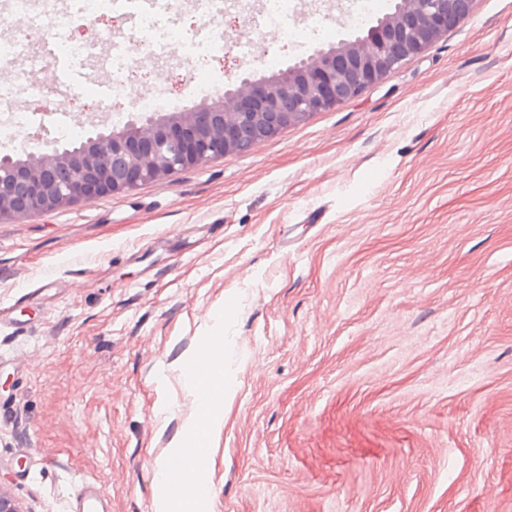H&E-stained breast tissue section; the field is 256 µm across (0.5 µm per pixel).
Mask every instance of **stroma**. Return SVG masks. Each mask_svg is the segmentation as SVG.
<instances>
[{"instance_id":"35a3bbf8","label":"stroma","mask_w":512,"mask_h":512,"mask_svg":"<svg viewBox=\"0 0 512 512\" xmlns=\"http://www.w3.org/2000/svg\"><path fill=\"white\" fill-rule=\"evenodd\" d=\"M304 0L294 36L224 6L223 52L148 55L260 78L359 35ZM252 57L238 54L241 38ZM41 57L29 130L94 135L106 60ZM93 97L68 95L70 84ZM0 494L157 512L189 437L184 375L223 340L204 512H512V0H475L422 55L251 150L0 223ZM105 499L95 483L86 482L69 502L68 512H107Z\"/></svg>"}]
</instances>
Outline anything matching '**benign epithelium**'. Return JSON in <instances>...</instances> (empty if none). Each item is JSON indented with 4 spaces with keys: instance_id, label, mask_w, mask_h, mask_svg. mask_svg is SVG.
<instances>
[{
    "instance_id": "1",
    "label": "benign epithelium",
    "mask_w": 512,
    "mask_h": 512,
    "mask_svg": "<svg viewBox=\"0 0 512 512\" xmlns=\"http://www.w3.org/2000/svg\"><path fill=\"white\" fill-rule=\"evenodd\" d=\"M474 0H398L364 38L320 50L287 71L243 79L189 112L140 116L73 148L0 157V221L139 184L226 154L245 152L315 112L335 108L428 50L472 10Z\"/></svg>"
}]
</instances>
